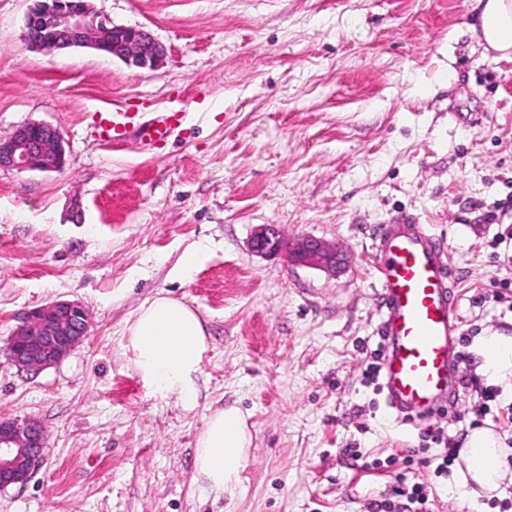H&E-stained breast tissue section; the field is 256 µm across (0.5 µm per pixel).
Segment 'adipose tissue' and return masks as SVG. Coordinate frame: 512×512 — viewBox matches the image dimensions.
<instances>
[{"label": "adipose tissue", "instance_id": "1", "mask_svg": "<svg viewBox=\"0 0 512 512\" xmlns=\"http://www.w3.org/2000/svg\"><path fill=\"white\" fill-rule=\"evenodd\" d=\"M477 22L471 30L485 52L512 59V0H473ZM126 350L141 375L161 396L174 395L194 406L197 378L208 350V334L199 313L180 300L160 295L143 304L128 328ZM488 380L512 377V336H486L476 345ZM251 435L244 416L230 407L210 414L197 441V480L214 495L233 491L247 457ZM459 491L473 500L498 492L512 481V450L499 447L487 430L473 432L459 451Z\"/></svg>", "mask_w": 512, "mask_h": 512}]
</instances>
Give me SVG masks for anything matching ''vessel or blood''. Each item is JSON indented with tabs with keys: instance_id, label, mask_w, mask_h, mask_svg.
Listing matches in <instances>:
<instances>
[{
	"instance_id": "1",
	"label": "vessel or blood",
	"mask_w": 512,
	"mask_h": 512,
	"mask_svg": "<svg viewBox=\"0 0 512 512\" xmlns=\"http://www.w3.org/2000/svg\"><path fill=\"white\" fill-rule=\"evenodd\" d=\"M177 120V113L169 112L138 124L130 113L103 112L97 134L102 142L114 144L132 131L153 144L167 140ZM375 249L385 301L380 334L386 345V404L405 423L443 407L456 412L463 363L450 252L411 216L394 221Z\"/></svg>"
}]
</instances>
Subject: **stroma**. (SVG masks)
<instances>
[{"instance_id": "1", "label": "stroma", "mask_w": 512, "mask_h": 512, "mask_svg": "<svg viewBox=\"0 0 512 512\" xmlns=\"http://www.w3.org/2000/svg\"><path fill=\"white\" fill-rule=\"evenodd\" d=\"M165 50L153 69L84 48L30 51L29 0H0V136L57 126L65 166L0 171V417L39 420L46 460L0 512H374L406 469L431 512H512L436 475L441 430L512 448V397L482 398L473 352L512 336V61L483 53L472 0H91ZM184 118L167 142L99 141V113ZM444 239L470 355L456 415L396 425L382 363L375 239L394 215ZM265 224L336 244V274L252 251ZM206 260L179 276L182 253ZM196 309L209 348L195 407L155 394L124 354L147 300ZM82 302L89 332L35 374L5 355L18 318ZM251 433L221 499L194 479L207 417Z\"/></svg>"}]
</instances>
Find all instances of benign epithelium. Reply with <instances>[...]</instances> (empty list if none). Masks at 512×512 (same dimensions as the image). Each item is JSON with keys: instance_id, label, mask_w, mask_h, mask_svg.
<instances>
[{"instance_id": "benign-epithelium-1", "label": "benign epithelium", "mask_w": 512, "mask_h": 512, "mask_svg": "<svg viewBox=\"0 0 512 512\" xmlns=\"http://www.w3.org/2000/svg\"><path fill=\"white\" fill-rule=\"evenodd\" d=\"M24 40L33 51L88 48L136 68H154L164 50L142 27L118 26L93 9L90 0H34ZM65 165L64 139L48 123L21 125L0 137V171H58ZM261 255L284 254L300 266L334 274L347 256L334 244L302 236L285 240L267 225L253 237ZM88 335V313L77 302L57 301L27 313L12 332L7 356L22 371L38 372L62 361ZM46 448V431L35 419L0 417V489L23 484L38 470Z\"/></svg>"}]
</instances>
